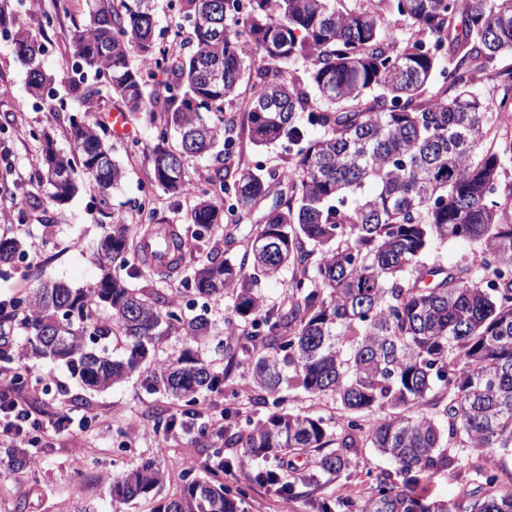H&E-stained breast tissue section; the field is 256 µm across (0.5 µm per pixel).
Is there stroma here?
<instances>
[{
    "label": "stroma",
    "instance_id": "35a3bbf8",
    "mask_svg": "<svg viewBox=\"0 0 512 512\" xmlns=\"http://www.w3.org/2000/svg\"><path fill=\"white\" fill-rule=\"evenodd\" d=\"M14 11L25 20L33 38L43 47L41 59L46 69L64 74L73 56L72 33L75 23L85 19L86 0H70L69 14L56 17L51 27L41 24V17L51 11V0H13ZM9 92L0 96V237L18 239L24 250L22 259L0 263V300L16 292L37 287L47 278L61 279L79 288L98 275L96 243L112 222L138 224L137 204L143 195H151L157 220L175 225L187 243L181 265L165 279L143 273L136 279L139 287L155 288L178 300L184 317L205 315L209 334L198 344H189L179 330L168 329L151 349L143 372L103 391L86 389L61 363L29 358L26 385L21 392L24 407L34 418L47 424L39 445L43 450L34 471L17 469L12 451L0 447V512H80L90 507L94 512H151L159 499L175 493L186 463L204 467L208 462L207 442L198 430L176 429L158 434V421L181 417V403L162 392L148 388L144 371L162 367L177 358L186 348L207 361L212 371L222 376L218 390L202 393L198 401L207 404L212 414H223L231 407L237 412L238 424L259 420L268 414L266 406L255 403L256 392L247 375L249 357H240L233 372H226L227 360L222 348L227 341V319L233 313V301L224 298L209 301L195 295L190 281L194 269L214 249L239 255L249 245L257 222L227 224L212 234L199 233L187 217L197 202L194 193L172 195L150 184L149 147L152 125L148 114L129 113L131 138L113 136L108 113L121 107L120 99L100 94L95 109L82 112L74 103L66 84L54 87L51 97L34 96L27 85L25 66L15 55L11 40L0 38V85ZM251 95L248 80H240L238 95L229 105L242 130L233 146L243 165L268 169L280 167L287 153L276 145L260 149L253 145L243 127V112ZM97 125L101 136L111 146L113 156L121 162L125 176L112 192V206L100 211L93 192L80 185L65 204L49 198L48 186L37 183L41 144L29 137V130L51 132L57 149H71L70 119ZM139 150H131L132 141ZM33 194L39 208L15 209L14 198ZM67 415L75 424L65 431L51 430L58 417ZM148 459L160 462L164 482L147 497L130 503L113 501V479L141 465ZM482 464L477 452L465 453L457 467L441 470L422 479L418 487L425 502L457 496L482 497L489 491H512V456L502 457L499 481L495 489L479 482L476 470ZM393 465L373 449L361 448L352 465L315 494L316 499L332 498L338 503L335 512H360L375 498L376 480L393 473ZM245 512H314L310 500L281 494L273 486L252 485L247 494Z\"/></svg>",
    "mask_w": 512,
    "mask_h": 512
}]
</instances>
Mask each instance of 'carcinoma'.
<instances>
[{
	"label": "carcinoma",
	"instance_id": "cac0c4a2",
	"mask_svg": "<svg viewBox=\"0 0 512 512\" xmlns=\"http://www.w3.org/2000/svg\"><path fill=\"white\" fill-rule=\"evenodd\" d=\"M191 30L192 49H161L155 40V0H92L76 27L68 83L84 109L102 91L130 112L152 120L151 182L179 194L187 187L185 159L224 145L222 167L199 190L188 220L204 230L239 224L261 202L250 248L241 258H207L193 273L197 295L214 301L230 292L234 311L253 316L251 330L226 352L227 367L255 357L251 384L264 405L282 404L280 392L331 397L342 411L339 430L324 420L276 410L242 434L224 410V432L200 429L213 465L193 467L179 491L152 512H244L245 493L224 485V449L241 446L251 460L272 456L283 464L312 455L293 480L258 469L248 480L278 486L291 497H311L352 464L363 443L395 465L400 481L384 477L377 504L398 512H512V492L425 504L415 489L433 472L461 462L460 452L483 450L476 475L492 486L500 459L512 456V184L502 182L512 162V138L485 145L507 96L487 99L473 90L474 73L504 53L512 55V0H378L352 9L336 0H170ZM409 36L392 37L394 23ZM0 31L12 37L39 96L56 76L42 65L41 47L0 0ZM264 63L255 64V53ZM153 59L169 78L165 96L147 91L144 72ZM252 81L247 117L253 144L288 148L282 168L239 167L229 152L235 118L217 117L236 97L244 73ZM437 74L446 82L434 83ZM71 152L42 141L38 179L67 202L83 174L111 205L124 170L91 124L70 119ZM180 149L167 147L170 132ZM232 193L224 206L211 187ZM130 227L118 222L104 236L98 277L85 288L65 282L14 294L0 303V321L17 322L22 349L0 348V361L30 354L63 362L81 382L106 390L141 368L159 328H179L192 340L208 332L202 316L182 317L175 301L132 287L112 273L136 278L152 262L130 255ZM465 242L470 252L448 265L440 250ZM165 272L178 269L185 242L170 231ZM15 239L0 238V262L22 257ZM288 277V303L266 307L261 285ZM110 311L112 322L96 317ZM117 327L128 356L105 347ZM185 402L192 428L196 397L221 378L187 350L146 377ZM378 418L362 428L356 414ZM460 446H448V438ZM163 482L154 460L112 481V500L150 495Z\"/></svg>",
	"mask_w": 512,
	"mask_h": 512
}]
</instances>
